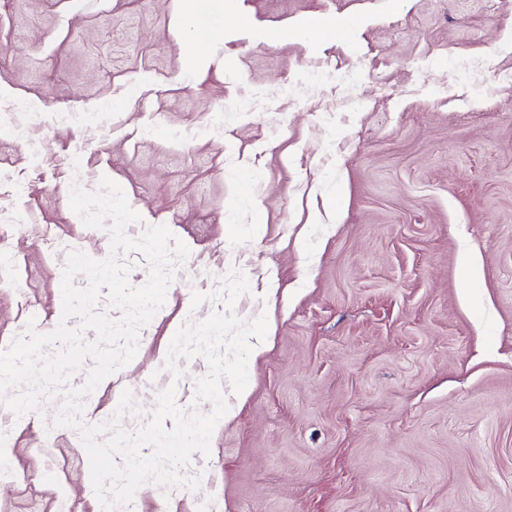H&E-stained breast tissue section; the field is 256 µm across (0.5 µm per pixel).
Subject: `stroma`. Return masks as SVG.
<instances>
[{"mask_svg":"<svg viewBox=\"0 0 512 512\" xmlns=\"http://www.w3.org/2000/svg\"><path fill=\"white\" fill-rule=\"evenodd\" d=\"M220 8L219 26L208 0H0V349L57 327L67 250L107 256L69 205L72 183L107 177L142 217L128 236L164 225L190 253L133 360L85 396L86 424L128 389L135 431L172 384L211 412L206 360L166 357L222 308L193 293L230 271L251 286L236 314L268 317L246 389L225 390L184 470L199 488L143 484L139 512H512V0ZM17 98L37 106L18 132ZM61 405L0 401V512H102ZM24 231L36 238L47 253H54L59 245L60 239L56 229L49 224H27Z\"/></svg>","mask_w":512,"mask_h":512,"instance_id":"1","label":"stroma"}]
</instances>
